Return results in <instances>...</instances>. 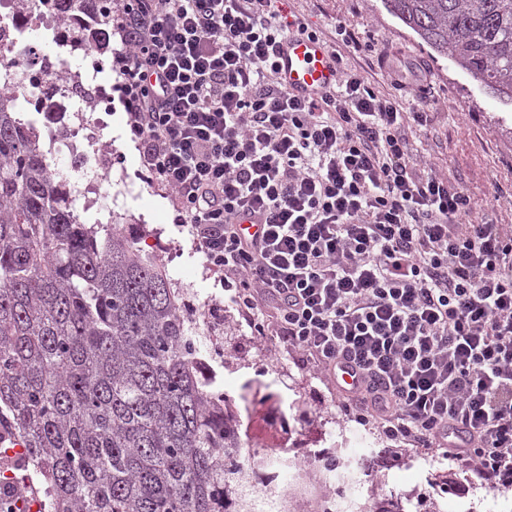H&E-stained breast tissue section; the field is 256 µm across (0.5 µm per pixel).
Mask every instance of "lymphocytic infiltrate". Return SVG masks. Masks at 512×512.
I'll use <instances>...</instances> for the list:
<instances>
[{
    "mask_svg": "<svg viewBox=\"0 0 512 512\" xmlns=\"http://www.w3.org/2000/svg\"><path fill=\"white\" fill-rule=\"evenodd\" d=\"M116 89L141 164L259 336L327 382L345 415L512 486V228L421 174L403 112L357 70L316 98L275 77L278 0H124ZM255 233H248L247 225Z\"/></svg>",
    "mask_w": 512,
    "mask_h": 512,
    "instance_id": "f902f5d3",
    "label": "lymphocytic infiltrate"
}]
</instances>
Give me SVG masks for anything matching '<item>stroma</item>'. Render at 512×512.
I'll use <instances>...</instances> for the list:
<instances>
[{"instance_id": "35a3bbf8", "label": "stroma", "mask_w": 512, "mask_h": 512, "mask_svg": "<svg viewBox=\"0 0 512 512\" xmlns=\"http://www.w3.org/2000/svg\"><path fill=\"white\" fill-rule=\"evenodd\" d=\"M284 9L309 28L320 31L325 41L336 35L337 23L355 32L358 47L345 55L341 66L372 75L376 92L396 93L378 66L379 56H388L399 66L420 71L423 82L400 94L405 107L421 99L430 104L426 126L412 125L406 132L420 167L430 168L459 184L470 198L477 219L512 226V104L503 105L479 90L476 82L452 68L400 20L389 15L381 0H287ZM40 52L70 60L72 67L96 68L103 85L116 81L111 68L114 49L120 48L116 27L100 41L96 58L70 53L50 35L36 42ZM104 119V139L112 149V185L106 186V204L112 212L138 227L141 248L168 258L178 254L177 266L167 272L175 287L194 288L211 298L206 326L214 334L231 337L233 349L226 353V370L220 379L237 385L243 379L259 380L271 367L286 368L285 383L259 385L249 399L251 420L257 428L247 444L252 455L263 454L267 433L263 426L271 412L281 414L293 440L290 451L303 457L306 467L314 459L306 455L304 434L327 430L320 451H332L336 443L359 451L364 457L361 481L366 494L377 497L406 494L413 503L453 512L456 500L471 502L472 512H512V490L489 491L473 473L449 465L409 444L391 443L376 434L374 425L346 418L335 385L322 380L312 365L303 363L279 338L260 341L242 314L225 301L221 272L210 268L198 249L189 226L180 224L169 193L152 182L141 166L136 144L131 140L127 114L120 101H113ZM302 399L303 412L285 407L284 399Z\"/></svg>"}]
</instances>
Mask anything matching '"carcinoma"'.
Wrapping results in <instances>:
<instances>
[{
	"label": "carcinoma",
	"instance_id": "carcinoma-1",
	"mask_svg": "<svg viewBox=\"0 0 512 512\" xmlns=\"http://www.w3.org/2000/svg\"><path fill=\"white\" fill-rule=\"evenodd\" d=\"M70 14L92 0H45ZM438 56L512 103V0H382ZM0 93V405L55 512H226L245 441L199 366L182 293L112 217L89 223L37 122ZM368 512H407L390 495Z\"/></svg>",
	"mask_w": 512,
	"mask_h": 512
}]
</instances>
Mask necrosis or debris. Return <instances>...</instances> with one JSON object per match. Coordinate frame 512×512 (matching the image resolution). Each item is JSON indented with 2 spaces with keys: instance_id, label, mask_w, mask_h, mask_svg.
Wrapping results in <instances>:
<instances>
[{
  "instance_id": "4bbe7bcc",
  "label": "necrosis or debris",
  "mask_w": 512,
  "mask_h": 512,
  "mask_svg": "<svg viewBox=\"0 0 512 512\" xmlns=\"http://www.w3.org/2000/svg\"><path fill=\"white\" fill-rule=\"evenodd\" d=\"M11 0H0V38L14 53L27 50L25 34L31 23L48 19L53 28L68 25L74 28L88 26L87 18L75 16L61 21L57 12L41 5L20 11L11 7ZM106 86L93 83L89 74H77L65 80L62 88L52 96L33 95L26 99V112L40 116L47 112L63 113L66 122L60 133L54 134L57 153L67 155L73 171L81 172L77 196L89 200L99 193L106 177L103 159L105 124L90 119V111L100 110L110 99ZM276 450L257 461L240 465L233 479L229 497L231 512H301L308 497L306 472L297 457L287 450L288 435L280 433ZM360 458L349 451L345 468L338 473H321L325 484L339 488L334 499L337 512H367L369 500L361 487ZM0 512H53L48 503V491L32 465L21 436L6 414H0Z\"/></svg>"
}]
</instances>
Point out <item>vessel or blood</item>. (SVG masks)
<instances>
[{
	"label": "vessel or blood",
	"mask_w": 512,
	"mask_h": 512,
	"mask_svg": "<svg viewBox=\"0 0 512 512\" xmlns=\"http://www.w3.org/2000/svg\"><path fill=\"white\" fill-rule=\"evenodd\" d=\"M276 76L297 97L318 94L337 77V66L329 49L315 39L291 36L276 53Z\"/></svg>",
	"instance_id": "1"
}]
</instances>
